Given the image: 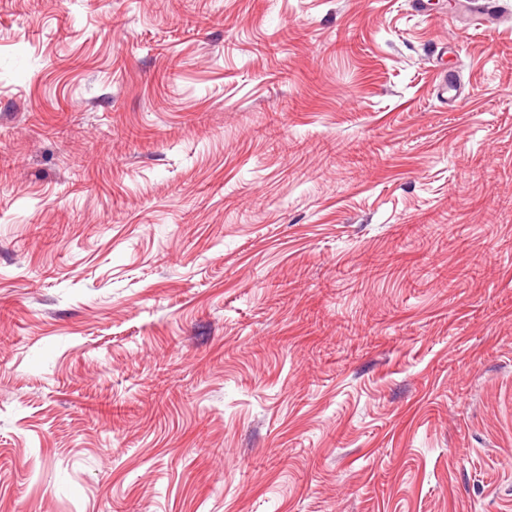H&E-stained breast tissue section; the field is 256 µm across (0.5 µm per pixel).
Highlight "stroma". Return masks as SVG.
Returning a JSON list of instances; mask_svg holds the SVG:
<instances>
[{"instance_id":"stroma-1","label":"stroma","mask_w":512,"mask_h":512,"mask_svg":"<svg viewBox=\"0 0 512 512\" xmlns=\"http://www.w3.org/2000/svg\"><path fill=\"white\" fill-rule=\"evenodd\" d=\"M0 0V512H512V0Z\"/></svg>"}]
</instances>
